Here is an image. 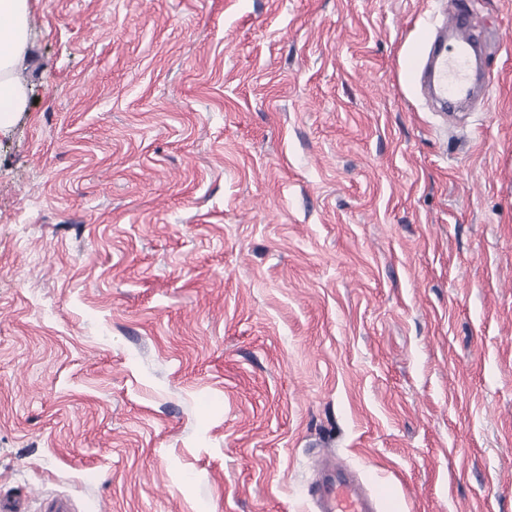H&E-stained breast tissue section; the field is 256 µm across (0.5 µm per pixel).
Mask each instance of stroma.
I'll list each match as a JSON object with an SVG mask.
<instances>
[{
	"instance_id": "1",
	"label": "stroma",
	"mask_w": 512,
	"mask_h": 512,
	"mask_svg": "<svg viewBox=\"0 0 512 512\" xmlns=\"http://www.w3.org/2000/svg\"><path fill=\"white\" fill-rule=\"evenodd\" d=\"M0 131V496L512 512V0H29ZM490 96L430 108L424 24ZM314 494L319 512H377L375 498L346 466L326 461L319 465Z\"/></svg>"
}]
</instances>
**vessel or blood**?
<instances>
[{
  "label": "vessel or blood",
  "instance_id": "vessel-or-blood-1",
  "mask_svg": "<svg viewBox=\"0 0 512 512\" xmlns=\"http://www.w3.org/2000/svg\"><path fill=\"white\" fill-rule=\"evenodd\" d=\"M486 38L463 15L454 16L435 30L422 78L431 98L442 109L453 110L471 98L482 74L480 56ZM318 512H378L377 503L346 466L326 461L314 481Z\"/></svg>",
  "mask_w": 512,
  "mask_h": 512
}]
</instances>
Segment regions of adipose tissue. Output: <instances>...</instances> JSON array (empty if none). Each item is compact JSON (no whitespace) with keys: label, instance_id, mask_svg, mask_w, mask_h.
Instances as JSON below:
<instances>
[{"label":"adipose tissue","instance_id":"adipose-tissue-1","mask_svg":"<svg viewBox=\"0 0 512 512\" xmlns=\"http://www.w3.org/2000/svg\"><path fill=\"white\" fill-rule=\"evenodd\" d=\"M29 11V0H0V129L27 102L18 71L28 48Z\"/></svg>","mask_w":512,"mask_h":512}]
</instances>
